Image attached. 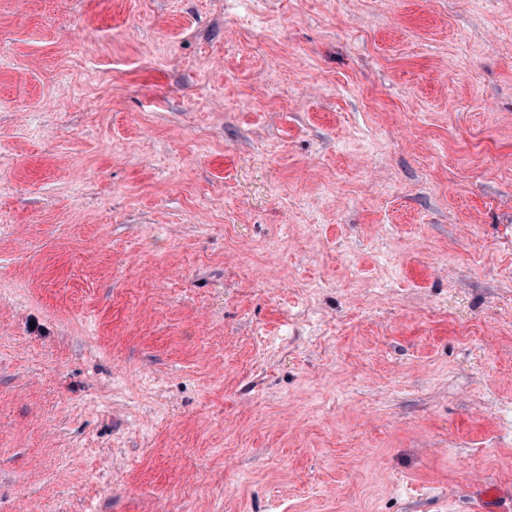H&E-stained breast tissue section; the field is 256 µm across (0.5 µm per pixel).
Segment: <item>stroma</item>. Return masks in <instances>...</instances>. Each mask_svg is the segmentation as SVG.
Returning <instances> with one entry per match:
<instances>
[{"instance_id":"stroma-1","label":"stroma","mask_w":512,"mask_h":512,"mask_svg":"<svg viewBox=\"0 0 512 512\" xmlns=\"http://www.w3.org/2000/svg\"><path fill=\"white\" fill-rule=\"evenodd\" d=\"M0 512H512V0H0Z\"/></svg>"}]
</instances>
